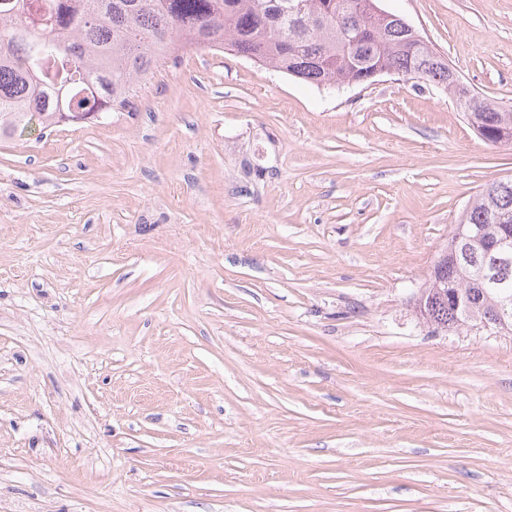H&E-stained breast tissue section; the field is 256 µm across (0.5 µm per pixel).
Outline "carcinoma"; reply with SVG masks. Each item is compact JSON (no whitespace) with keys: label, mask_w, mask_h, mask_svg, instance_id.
I'll return each instance as SVG.
<instances>
[{"label":"carcinoma","mask_w":512,"mask_h":512,"mask_svg":"<svg viewBox=\"0 0 512 512\" xmlns=\"http://www.w3.org/2000/svg\"><path fill=\"white\" fill-rule=\"evenodd\" d=\"M282 0H0V137H22L66 114L101 116L129 106L132 85L182 42L192 48H229L316 86L372 81L380 64L398 75L443 86L480 125L512 123V107L448 84V62L396 20L369 21L370 0H303L291 19ZM350 37L368 44L366 62L348 64L339 45ZM460 223L490 227L467 257L448 258L446 300L422 321L437 332L483 323L512 334V273L492 287L475 265L496 224L512 225V186L487 184Z\"/></svg>","instance_id":"obj_1"}]
</instances>
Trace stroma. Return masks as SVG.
Here are the masks:
<instances>
[{"instance_id":"obj_1","label":"stroma","mask_w":512,"mask_h":512,"mask_svg":"<svg viewBox=\"0 0 512 512\" xmlns=\"http://www.w3.org/2000/svg\"><path fill=\"white\" fill-rule=\"evenodd\" d=\"M512 105V0H381ZM512 177L455 98L222 48L0 139V512H512V335L412 296Z\"/></svg>"}]
</instances>
